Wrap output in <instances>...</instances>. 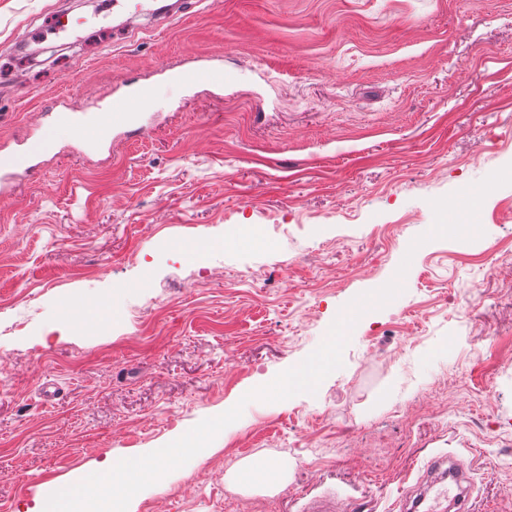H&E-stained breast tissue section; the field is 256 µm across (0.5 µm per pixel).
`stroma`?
Masks as SVG:
<instances>
[{
  "instance_id": "35a3bbf8",
  "label": "stroma",
  "mask_w": 512,
  "mask_h": 512,
  "mask_svg": "<svg viewBox=\"0 0 512 512\" xmlns=\"http://www.w3.org/2000/svg\"><path fill=\"white\" fill-rule=\"evenodd\" d=\"M164 28L112 0H0V143L45 105L148 84V133L67 142L0 200V512L178 439L300 364L359 295L343 365L250 402L128 512H393L456 454L512 512V185L474 240L411 242L431 200L512 164V0H195ZM69 13L83 24L40 40ZM218 57L223 96L162 70ZM260 459L276 488L231 477Z\"/></svg>"
}]
</instances>
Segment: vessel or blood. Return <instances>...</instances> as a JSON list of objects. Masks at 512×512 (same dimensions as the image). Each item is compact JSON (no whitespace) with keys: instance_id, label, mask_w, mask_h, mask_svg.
I'll return each instance as SVG.
<instances>
[{"instance_id":"vessel-or-blood-1","label":"vessel or blood","mask_w":512,"mask_h":512,"mask_svg":"<svg viewBox=\"0 0 512 512\" xmlns=\"http://www.w3.org/2000/svg\"><path fill=\"white\" fill-rule=\"evenodd\" d=\"M169 82L177 87L194 90L207 89L214 94L224 92V69L207 56L195 60L193 65L167 71ZM153 90L142 85L136 89L114 95L103 111L90 115L80 113L72 98L56 102L50 118L41 123L19 145L0 150V196L4 195L13 179L28 173L35 160L54 154L60 132H67L71 148L77 152L101 151L111 148L114 134L136 123L140 109L151 104ZM444 470L448 482L436 490L432 497H415L409 503L411 512H473L470 490V470L455 454L441 455L426 462L424 474Z\"/></svg>"}]
</instances>
